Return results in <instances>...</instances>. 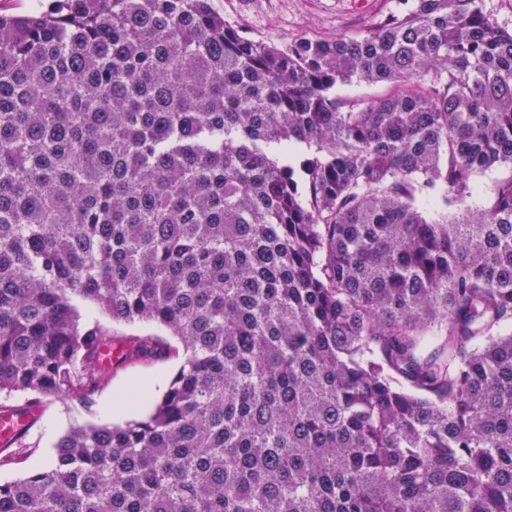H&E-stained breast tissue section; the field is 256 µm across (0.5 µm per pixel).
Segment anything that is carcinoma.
<instances>
[{
  "instance_id": "carcinoma-1",
  "label": "carcinoma",
  "mask_w": 512,
  "mask_h": 512,
  "mask_svg": "<svg viewBox=\"0 0 512 512\" xmlns=\"http://www.w3.org/2000/svg\"><path fill=\"white\" fill-rule=\"evenodd\" d=\"M402 2L285 48L210 0L0 16V413L168 353L81 302L184 353L0 512H512V28ZM384 89L380 86H371L364 83L352 81L350 83L336 85V96L352 100L361 96L378 97Z\"/></svg>"
}]
</instances>
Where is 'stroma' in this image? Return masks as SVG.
Wrapping results in <instances>:
<instances>
[{
	"instance_id": "obj_1",
	"label": "stroma",
	"mask_w": 512,
	"mask_h": 512,
	"mask_svg": "<svg viewBox=\"0 0 512 512\" xmlns=\"http://www.w3.org/2000/svg\"><path fill=\"white\" fill-rule=\"evenodd\" d=\"M211 6L235 29L279 47L300 36L332 39L359 35L400 8L398 0H211ZM80 313L85 323L98 325L114 337L169 341L171 353L158 360L131 359L113 367L92 405L66 395L47 401L28 433L30 450L0 467V482L21 478L48 463L58 439L73 426L121 423L147 414L150 406L144 402V394H161L182 362L181 344L170 340L168 332L155 323H115L88 303L81 304Z\"/></svg>"
}]
</instances>
